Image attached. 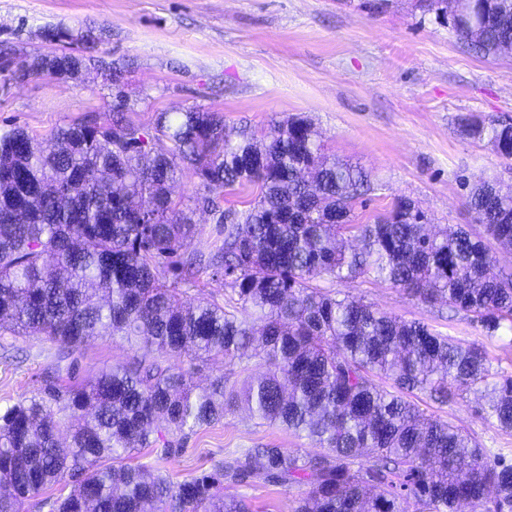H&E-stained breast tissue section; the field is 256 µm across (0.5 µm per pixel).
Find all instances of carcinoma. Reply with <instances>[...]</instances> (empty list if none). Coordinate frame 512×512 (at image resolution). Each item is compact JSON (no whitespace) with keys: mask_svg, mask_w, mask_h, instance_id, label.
Listing matches in <instances>:
<instances>
[{"mask_svg":"<svg viewBox=\"0 0 512 512\" xmlns=\"http://www.w3.org/2000/svg\"><path fill=\"white\" fill-rule=\"evenodd\" d=\"M457 18L454 29L482 57L512 51V0H419ZM84 58L64 49L0 61V83L31 76L77 80ZM87 115L47 143L0 128V335L45 338L67 349L103 336L142 351L92 382H50L0 411V512L69 480L52 512H251L228 493L241 484L305 485L291 512H512V464L418 403L472 393L492 425L512 433V372L492 368L477 341L445 336L316 285L381 277L418 301L447 306L488 337L512 331V279L494 271L512 251V190L485 182L467 205L485 235L437 231L412 201L355 223L370 175L322 153L305 118L273 122L260 161L244 165L253 138L218 112H159L151 129L126 115ZM512 158V119L468 123ZM199 181L195 203L225 215L224 191L258 194L224 225L228 309L182 301L161 265L193 275L180 250L197 229L172 199L183 171ZM174 359L176 363L169 364ZM222 359L201 388L200 364ZM240 406L318 444L258 446L224 456L210 473L173 480L127 462L145 448L180 452L185 431Z\"/></svg>","mask_w":512,"mask_h":512,"instance_id":"cac0c4a2","label":"carcinoma"}]
</instances>
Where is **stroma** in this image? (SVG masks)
Masks as SVG:
<instances>
[{
	"label": "stroma",
	"instance_id": "35a3bbf8",
	"mask_svg": "<svg viewBox=\"0 0 512 512\" xmlns=\"http://www.w3.org/2000/svg\"><path fill=\"white\" fill-rule=\"evenodd\" d=\"M73 35L68 49L124 69L129 118L149 127L156 113L192 108L223 115L227 128L265 130L304 116L321 132L328 154L359 163L374 190L356 204L359 219L411 200L432 223L469 224L466 201L479 182L512 187V160L464 134L467 122L512 116V54L488 60L469 52L450 22L425 14L416 0H0V51H50L45 29ZM100 71L76 81L37 76L0 89V127L18 126L39 140L89 114L109 121L115 103ZM405 320H422L458 339L483 342L493 368L512 372V334L485 337L469 320L449 317L381 278L321 280ZM137 351L114 337L66 352L46 339H0V408L36 394L46 376L77 382L123 364ZM423 409L468 432L490 454L512 458V434L478 410L475 395ZM267 444L315 453L314 443L245 409L198 429L166 459L140 461L177 477L207 473L240 448ZM254 512H291L301 487H238Z\"/></svg>",
	"mask_w": 512,
	"mask_h": 512
}]
</instances>
